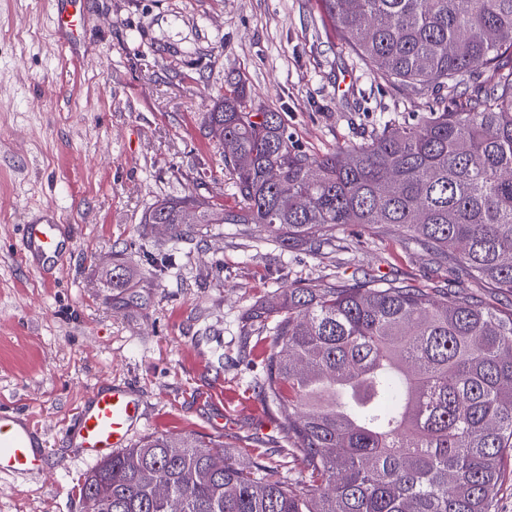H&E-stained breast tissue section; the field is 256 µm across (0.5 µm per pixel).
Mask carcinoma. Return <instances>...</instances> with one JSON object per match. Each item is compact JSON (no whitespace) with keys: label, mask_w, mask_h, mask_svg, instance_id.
I'll list each match as a JSON object with an SVG mask.
<instances>
[{"label":"carcinoma","mask_w":512,"mask_h":512,"mask_svg":"<svg viewBox=\"0 0 512 512\" xmlns=\"http://www.w3.org/2000/svg\"><path fill=\"white\" fill-rule=\"evenodd\" d=\"M373 81L409 98L451 93L367 143L315 157L245 81L208 113L235 207L164 199L145 224H259L318 250L343 224H394L448 267L446 288L401 280L298 285L262 381L312 483L298 495L224 445L149 436L79 487L98 512H499L512 454V313L456 286L512 294V0H317Z\"/></svg>","instance_id":"cac0c4a2"}]
</instances>
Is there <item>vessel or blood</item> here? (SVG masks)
Listing matches in <instances>:
<instances>
[{"instance_id":"1","label":"vessel or blood","mask_w":512,"mask_h":512,"mask_svg":"<svg viewBox=\"0 0 512 512\" xmlns=\"http://www.w3.org/2000/svg\"><path fill=\"white\" fill-rule=\"evenodd\" d=\"M70 249L61 225L51 220L26 225L22 255L40 267L57 263ZM143 414L142 403L122 385H110L93 392L78 416L77 440L92 459H104L126 447L133 428ZM39 429L33 423L20 424L11 415L0 414V475L40 470L45 447L39 444Z\"/></svg>"}]
</instances>
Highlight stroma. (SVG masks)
<instances>
[{"label": "stroma", "mask_w": 512, "mask_h": 512, "mask_svg": "<svg viewBox=\"0 0 512 512\" xmlns=\"http://www.w3.org/2000/svg\"><path fill=\"white\" fill-rule=\"evenodd\" d=\"M53 0H0V412L34 422L42 470L0 476V512H81L95 466L73 437L97 388L128 386L144 418L131 440L190 433L267 465L301 490L308 474L264 396L273 320L289 288L373 276L429 288L447 267L397 226L337 229L312 252L257 224H198L183 238L143 216L193 194L232 206L207 117L230 77L253 107L281 112L321 156L426 109L377 85L315 0H79L76 39ZM54 213L71 255L41 274L22 259L29 221ZM174 264L155 274L151 256ZM127 271L112 282V265Z\"/></svg>", "instance_id": "obj_1"}]
</instances>
